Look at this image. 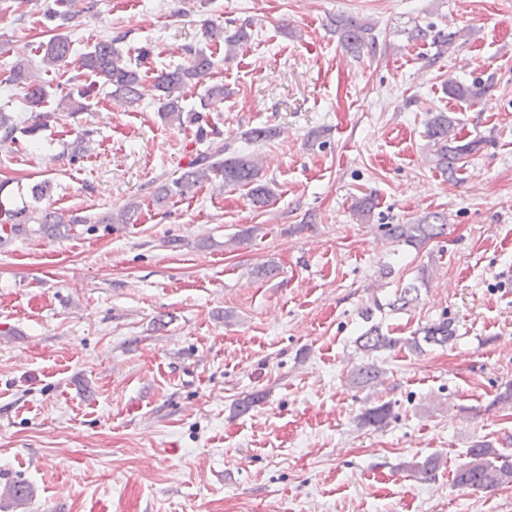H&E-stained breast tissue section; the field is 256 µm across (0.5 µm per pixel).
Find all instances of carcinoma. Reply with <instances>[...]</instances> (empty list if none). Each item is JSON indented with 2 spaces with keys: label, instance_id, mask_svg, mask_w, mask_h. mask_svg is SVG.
I'll use <instances>...</instances> for the list:
<instances>
[{
  "label": "carcinoma",
  "instance_id": "1",
  "mask_svg": "<svg viewBox=\"0 0 512 512\" xmlns=\"http://www.w3.org/2000/svg\"><path fill=\"white\" fill-rule=\"evenodd\" d=\"M69 0H54V6L44 10V19L60 30L75 19V14L68 8ZM336 35L343 48L356 55L365 49L375 50V39L368 37L372 27L353 16L340 15L332 20ZM205 36L210 39H224V59L231 60L240 45L247 42V27L241 26L231 35H224V27L210 23ZM459 33L435 31L433 27H414L409 38L415 41L431 42L436 47V57L443 56L453 45ZM71 41L58 33L41 46L43 51L41 64L45 67H60L66 63L71 53ZM189 62L171 70H162L153 77L152 83H146L138 67L132 66L123 59L118 50L113 48L112 41L101 40L81 59V69L101 79L102 85L110 88L111 99L133 106L142 101L146 93L158 100L159 117L168 125L180 127L189 124L196 127L197 142L204 149L196 152L190 159L187 168L176 178L159 185L154 191V200L164 202L173 195L186 196L198 185L216 182L220 188L249 187V198L256 208H263L274 196L271 186L261 180L262 166L255 154L239 153L231 148V144L220 138L219 132L209 128L208 116L205 111L219 100L224 99V86L209 84L211 70L214 66L213 57L203 49H189ZM8 82L24 89V100L31 112H38L49 103L53 92L40 79L38 72L28 63L18 62L10 70ZM203 88L200 96V108H186L183 105V91L187 86ZM96 84H80V76L68 79L67 91L59 104L71 113L85 112L90 109L89 98ZM448 95L460 101L473 103L480 100L488 91V86L481 81L470 84L454 79L448 80L445 86ZM457 123L455 118L446 112H432L426 123V137L433 149V156L439 168L454 174L458 164L465 156L473 154L477 143L460 144L457 140ZM39 125L31 124L23 127L8 112L0 110V146L11 147L19 143V136H33ZM140 203L136 200L126 202L122 207L102 217L96 216H65L55 211H44L42 216H34V211L27 207H16L9 201L0 198V233L20 234L28 224L42 225V232L55 235L67 224H130L136 217ZM444 225L431 224L421 220L416 224H389L387 236L394 242L408 245H419L442 234ZM420 296V288L416 283H409L395 294L390 303L394 309H403L416 302ZM378 301L365 307L361 316L369 323L357 338L358 348L369 357V361L359 365L353 373L354 383L360 386L373 385L381 375L380 367L370 357L375 353L385 352L397 346L405 347L415 353L424 351V346L444 348L456 337L454 322L445 317L433 322L409 337H395L385 333L382 326L373 322L374 311L381 310ZM392 416V407L387 403L367 407L358 416L363 427L374 429L384 428ZM440 465L439 458L429 457L423 462L408 465L414 476L422 481L435 477ZM512 483V455L500 451L487 440L474 442L467 450V461L460 465L454 475V486L472 491L493 490L503 484ZM32 497L30 486L19 482H9L0 489V498L11 501L16 508H24Z\"/></svg>",
  "mask_w": 512,
  "mask_h": 512
}]
</instances>
